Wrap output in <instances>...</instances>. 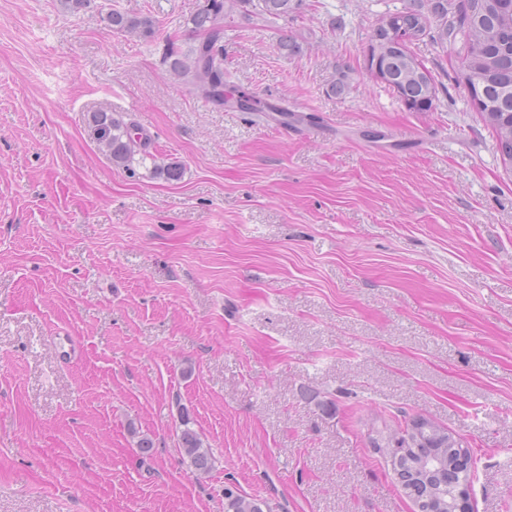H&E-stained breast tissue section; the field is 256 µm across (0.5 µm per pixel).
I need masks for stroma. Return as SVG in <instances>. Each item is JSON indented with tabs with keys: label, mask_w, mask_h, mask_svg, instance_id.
Listing matches in <instances>:
<instances>
[{
	"label": "stroma",
	"mask_w": 512,
	"mask_h": 512,
	"mask_svg": "<svg viewBox=\"0 0 512 512\" xmlns=\"http://www.w3.org/2000/svg\"><path fill=\"white\" fill-rule=\"evenodd\" d=\"M107 1L0 0V512H224L228 486L414 512L377 447L419 417L469 448L473 512H512V168L460 40L411 43L439 89L415 112L370 47L428 0L225 19V71L284 123L177 84L166 39L202 0H111L154 19L140 38ZM100 110L153 160L113 166ZM107 23L112 31L129 36H150L154 32V21L146 15L129 14L116 8L107 13ZM191 425H194V420L189 411L184 408L180 415V435L178 436L180 453L183 460L189 461L197 472L206 474L212 468V452L210 448L204 446L201 437Z\"/></svg>",
	"instance_id": "1"
}]
</instances>
